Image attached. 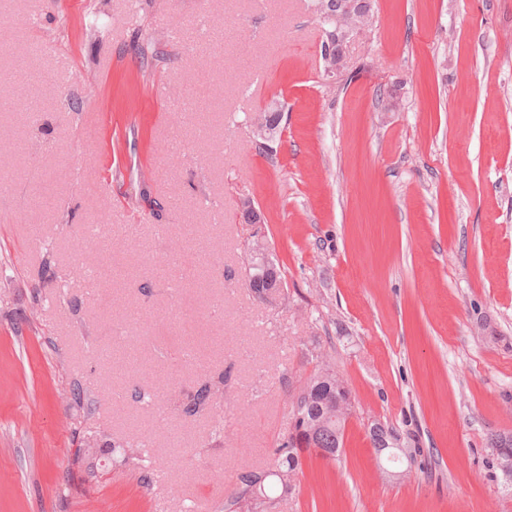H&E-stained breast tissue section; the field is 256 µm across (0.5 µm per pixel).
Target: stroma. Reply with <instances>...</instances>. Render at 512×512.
<instances>
[{"label":"stroma","instance_id":"1","mask_svg":"<svg viewBox=\"0 0 512 512\" xmlns=\"http://www.w3.org/2000/svg\"><path fill=\"white\" fill-rule=\"evenodd\" d=\"M374 11L326 82L312 0H0V512H224L317 355L350 391L343 453L277 512H512V0ZM377 423L422 450L402 480ZM248 267L249 269L259 268L262 270V273L256 274L251 277V283L253 281H266L268 283L275 281V286L268 291H266L268 288H251L253 293H257V295H259L262 291H266L261 294L262 300L267 301L272 299L273 296L276 295L277 293V288H282V285L277 281L278 272V278L280 280H283L284 276L282 270L279 268V265L277 272V267L274 260L269 256L267 250L262 246L261 242L259 241H257L256 246H254L251 250ZM220 390L224 391V374L218 377L217 380L205 381L196 391L190 403L185 407V413L193 415L210 407L212 404L211 395L213 392ZM492 452L496 467L511 483L512 481V436H498L493 439Z\"/></svg>","mask_w":512,"mask_h":512}]
</instances>
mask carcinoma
<instances>
[{
    "label": "carcinoma",
    "instance_id": "1",
    "mask_svg": "<svg viewBox=\"0 0 512 512\" xmlns=\"http://www.w3.org/2000/svg\"><path fill=\"white\" fill-rule=\"evenodd\" d=\"M224 389V377L204 382L193 399L185 407V413L193 415L211 406V395ZM349 392L343 375L327 360L319 361L304 379L300 390L292 401L289 411L288 434L274 450L272 467L268 472L257 473L241 470L237 474L242 493L256 496L254 508L260 512H276L279 501L285 495L295 492L296 480L302 473L305 457L316 454L326 460H336L343 450L344 429L347 417L340 406L348 401ZM377 447V458H382ZM386 460L398 463L407 460L412 463L420 449L404 445L387 448ZM492 452L496 467L512 481V436H498L493 439ZM277 478L281 493L269 494L264 481Z\"/></svg>",
    "mask_w": 512,
    "mask_h": 512
}]
</instances>
